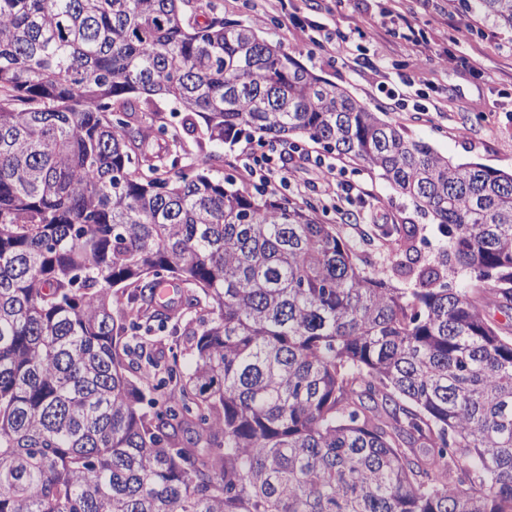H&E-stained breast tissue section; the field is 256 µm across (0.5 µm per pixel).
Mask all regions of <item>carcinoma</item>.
I'll return each mask as SVG.
<instances>
[{"mask_svg": "<svg viewBox=\"0 0 512 512\" xmlns=\"http://www.w3.org/2000/svg\"><path fill=\"white\" fill-rule=\"evenodd\" d=\"M473 2L512 27V0ZM222 12L0 0V512H512V336L487 318L512 309V173ZM254 132L379 172L438 256L373 275L315 201L234 187L214 162ZM170 280L205 317L163 359L138 332Z\"/></svg>", "mask_w": 512, "mask_h": 512, "instance_id": "1", "label": "carcinoma"}]
</instances>
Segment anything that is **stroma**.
<instances>
[{"label":"stroma","mask_w":512,"mask_h":512,"mask_svg":"<svg viewBox=\"0 0 512 512\" xmlns=\"http://www.w3.org/2000/svg\"><path fill=\"white\" fill-rule=\"evenodd\" d=\"M224 17L245 24L267 8L263 36L282 43L299 62L346 88L355 98L409 136L425 141L457 162H476L512 171V28L474 13L468 0H223ZM406 17L415 40L401 38L390 16ZM472 28L469 40L453 42L458 20ZM345 42L336 55L326 42ZM479 63L470 70L468 61ZM271 152L273 163L291 175L275 192L296 200L314 198L328 207L320 218L337 235L359 244L357 263L380 273L396 256L386 231L395 224L416 228L420 259L440 249L443 238L433 218L417 211L377 172L359 162L342 160L310 140L268 144L260 137L241 138L224 147L222 170L236 186L250 179L249 155ZM336 164L337 178L359 185L352 202L327 201L328 190L317 161Z\"/></svg>","instance_id":"35a3bbf8"}]
</instances>
